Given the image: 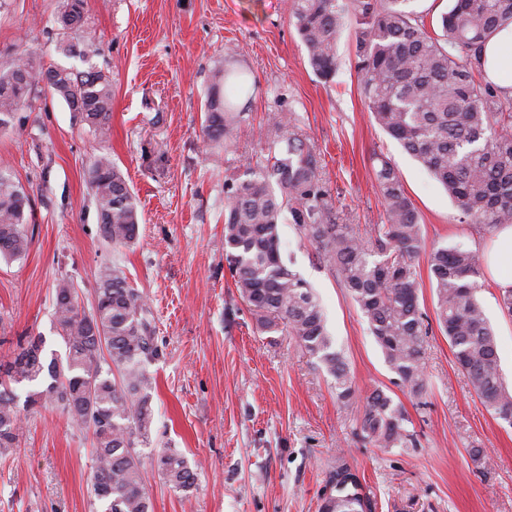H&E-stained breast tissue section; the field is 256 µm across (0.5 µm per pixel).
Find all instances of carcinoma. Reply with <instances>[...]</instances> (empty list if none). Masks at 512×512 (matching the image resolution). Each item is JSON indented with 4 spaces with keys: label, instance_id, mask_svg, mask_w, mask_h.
Instances as JSON below:
<instances>
[{
    "label": "carcinoma",
    "instance_id": "carcinoma-1",
    "mask_svg": "<svg viewBox=\"0 0 512 512\" xmlns=\"http://www.w3.org/2000/svg\"><path fill=\"white\" fill-rule=\"evenodd\" d=\"M412 0H293L291 16L309 64L321 78L336 76L340 33L352 27L355 71L378 126L419 160L447 190L468 224L487 231L512 224V97L485 80L483 50L512 23V0H451L427 30ZM58 14L71 27L60 40L66 56L87 68H43L22 55L0 64V127L30 105L44 84L102 140L112 118V78L90 63L99 48L88 26V0H62ZM242 112L216 84L205 104L203 138L228 139ZM267 153L242 176L224 182V255L235 288L259 329H283L334 379L338 400L357 401L344 354L333 346L323 311L307 283L283 259L278 226L285 217L333 270L366 319L389 369L414 396L427 388L424 356L429 327L419 304L416 261L426 254L436 298V320L448 337L455 363L466 373L485 409L512 427V391L500 375L496 340L477 299L482 260L460 246L425 249L417 209L400 175L375 155V188L385 218L364 241L348 224L336 223L319 161L285 112L268 117ZM103 239L132 243L138 235L136 199L108 154L87 168ZM29 197L9 167L0 164V257L23 258L32 243ZM94 305H80L72 282L56 284L54 316L65 345L62 356L43 358L42 337L18 344L0 364V455L18 446L22 412L54 405L70 422L92 431L95 469L91 492L103 512H153L137 450L148 439L152 419L148 365L158 356L144 297L122 271H97ZM42 384L18 404L11 388ZM402 406L382 390L362 401L360 434L381 448H413ZM159 474L185 490L195 481L186 459L172 448L157 454ZM333 493L322 512H365L373 508L359 476L341 464L330 476Z\"/></svg>",
    "mask_w": 512,
    "mask_h": 512
}]
</instances>
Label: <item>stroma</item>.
I'll use <instances>...</instances> for the list:
<instances>
[{
  "instance_id": "obj_1",
  "label": "stroma",
  "mask_w": 512,
  "mask_h": 512,
  "mask_svg": "<svg viewBox=\"0 0 512 512\" xmlns=\"http://www.w3.org/2000/svg\"><path fill=\"white\" fill-rule=\"evenodd\" d=\"M60 0H6L0 63L24 54L42 67L80 66L58 49ZM98 37L92 62L112 77L111 136L103 141L49 91L0 129L6 163L31 200L32 244L0 260V357L18 337L43 336L64 354L55 328V286L67 278L91 305L101 265L120 268L152 314L159 355L149 366L153 421L139 445L154 512H319L337 460L356 470L375 512H512V427L494 419L458 370L446 336L427 338V389L411 395L334 272L295 225L279 226L289 267L312 288L343 351L360 398L385 390L418 435L414 448H379L356 435L362 407L345 408L335 382L288 333H264L238 295L224 260V182L263 154L266 117L288 112L319 159L337 221L369 238L385 205L373 156H387L417 208L426 246L484 252L491 232L460 220L456 204L375 123L342 32L332 80L308 63L292 0H88ZM247 74L243 122L228 143L204 141L201 116L225 64ZM111 154L134 192L137 239L103 243L86 169ZM478 299L512 388V316L498 286ZM179 451L197 479L186 490L158 474L159 451ZM482 449L472 461L471 449ZM89 429L57 407L28 414L18 448L0 456V512H100L90 495Z\"/></svg>"
}]
</instances>
